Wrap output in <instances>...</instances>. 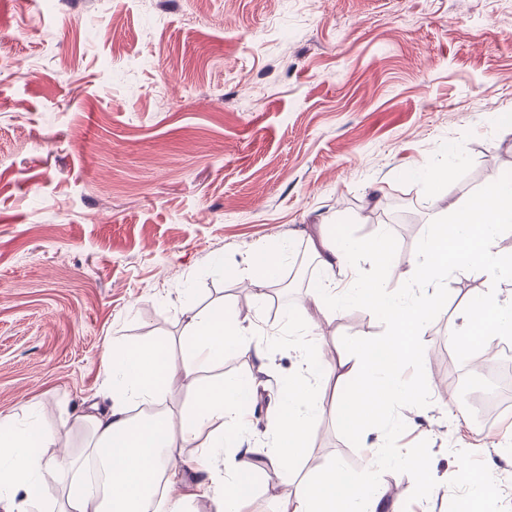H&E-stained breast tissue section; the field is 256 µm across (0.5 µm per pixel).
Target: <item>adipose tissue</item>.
Returning <instances> with one entry per match:
<instances>
[{"label": "adipose tissue", "mask_w": 512, "mask_h": 512, "mask_svg": "<svg viewBox=\"0 0 512 512\" xmlns=\"http://www.w3.org/2000/svg\"><path fill=\"white\" fill-rule=\"evenodd\" d=\"M357 253H368L376 265L390 262L388 249L347 240L343 243L321 241L316 255L323 276L310 296L322 315L335 312L340 299L371 307L385 315L388 323L384 339L376 345L359 348L348 369L356 376L357 385L340 404V420L352 432L360 434L381 420L393 401H411L415 394L404 388L398 370L416 358V338L428 314L439 305V291L407 299L389 295L383 284L364 288L358 279H351L344 292L336 290V271ZM283 252L279 249L255 251L250 259L246 278L256 298L278 278ZM248 327L238 325L224 309L206 312L186 310L183 337L186 357L181 366H174L163 343L134 347L113 356L112 371L122 379L123 390L113 396L108 409L85 415L92 438L89 454L100 457L111 474L106 488L75 483L68 494L67 512H145L147 501L154 495L158 478L168 486L181 480V445L196 441L208 433L210 441L198 461L199 485L204 489L220 487L213 496L215 512H241L246 503L242 475L235 468L218 469L220 453L235 456L248 453L249 441L242 427L241 400L255 390V376L229 377L214 382L198 394L188 414L173 420L167 412L135 418L128 404L136 400L152 404L163 398L178 380L203 371L210 363L250 350ZM303 372L288 384V410L278 414L270 433L273 447L272 464L278 475L286 474L301 448L311 423L320 410V403L306 384L305 372L315 366L331 365L323 348L303 355ZM55 436L40 422L0 430V486L23 490L26 498L46 495L54 478L55 463L43 458L42 449L51 447ZM281 512H384L378 492L365 489L362 482L345 469L334 466L322 473L315 484L284 501Z\"/></svg>", "instance_id": "obj_1"}]
</instances>
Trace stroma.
<instances>
[{"label": "stroma", "instance_id": "obj_1", "mask_svg": "<svg viewBox=\"0 0 512 512\" xmlns=\"http://www.w3.org/2000/svg\"><path fill=\"white\" fill-rule=\"evenodd\" d=\"M464 140L471 170L450 195L425 197L401 174L445 141ZM512 164V0H0V425L35 419L55 434L47 497L15 491V512H60L88 473L79 416L108 407L113 351L164 342L185 356L182 313L220 304L250 320L265 348L248 424L246 512H279L334 457L372 467L377 438L348 432L336 405L351 383L352 343L387 331L358 304L288 329L242 282L252 253L288 246L279 278L312 256L320 229L353 220L398 241L388 288L407 280L416 245L449 197L467 199ZM421 331L431 403L400 412L398 445L428 440L437 481L410 501L412 478L386 472L395 512H470L465 473L491 478L492 512H512V411L488 425L453 417L483 378L512 371L487 346L470 388L448 331L482 273L452 274ZM321 344L336 369L309 377L321 411L296 472L275 476L263 433L296 370ZM252 354L177 382L161 410L181 414L208 376H248Z\"/></svg>", "mask_w": 512, "mask_h": 512}]
</instances>
